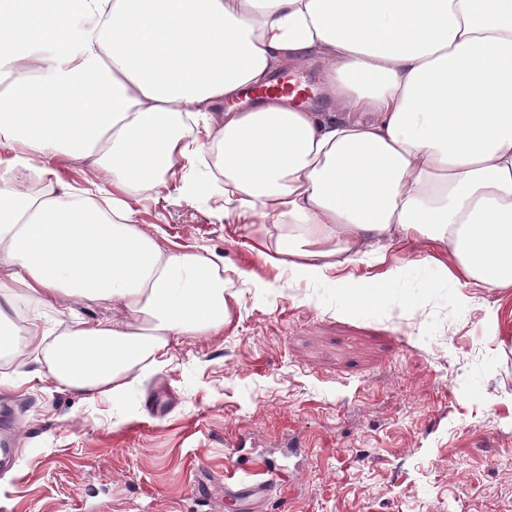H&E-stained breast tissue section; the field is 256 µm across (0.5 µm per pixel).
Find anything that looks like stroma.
<instances>
[{"label": "stroma", "instance_id": "obj_1", "mask_svg": "<svg viewBox=\"0 0 512 512\" xmlns=\"http://www.w3.org/2000/svg\"><path fill=\"white\" fill-rule=\"evenodd\" d=\"M136 208L147 231L272 286L245 293L223 335L180 337L121 401L47 378L0 393L22 440L0 512H512V291L460 307L407 250L388 260L401 270L389 301L344 314L336 286L263 266L271 225L226 223L171 184ZM273 468L262 496L224 491L227 472Z\"/></svg>", "mask_w": 512, "mask_h": 512}]
</instances>
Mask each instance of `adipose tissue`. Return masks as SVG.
Masks as SVG:
<instances>
[{
    "mask_svg": "<svg viewBox=\"0 0 512 512\" xmlns=\"http://www.w3.org/2000/svg\"><path fill=\"white\" fill-rule=\"evenodd\" d=\"M308 58L329 108L241 103ZM171 181L273 225L294 283L414 245L461 306L512 289V0H0V350L23 324L57 386L119 399L179 337L222 335L264 282L138 224L130 199ZM398 276L336 284L370 309ZM75 299L112 315L47 329Z\"/></svg>",
    "mask_w": 512,
    "mask_h": 512,
    "instance_id": "1",
    "label": "adipose tissue"
}]
</instances>
